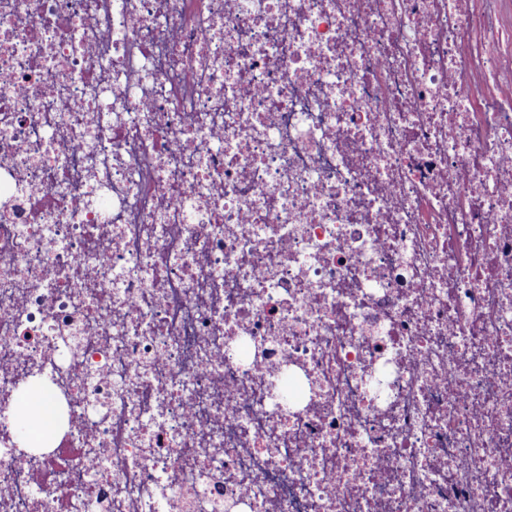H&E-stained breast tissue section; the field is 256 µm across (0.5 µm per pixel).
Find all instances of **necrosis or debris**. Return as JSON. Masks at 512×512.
<instances>
[{
    "instance_id": "4bbe7bcc",
    "label": "necrosis or debris",
    "mask_w": 512,
    "mask_h": 512,
    "mask_svg": "<svg viewBox=\"0 0 512 512\" xmlns=\"http://www.w3.org/2000/svg\"><path fill=\"white\" fill-rule=\"evenodd\" d=\"M0 512H512V0H0Z\"/></svg>"
}]
</instances>
